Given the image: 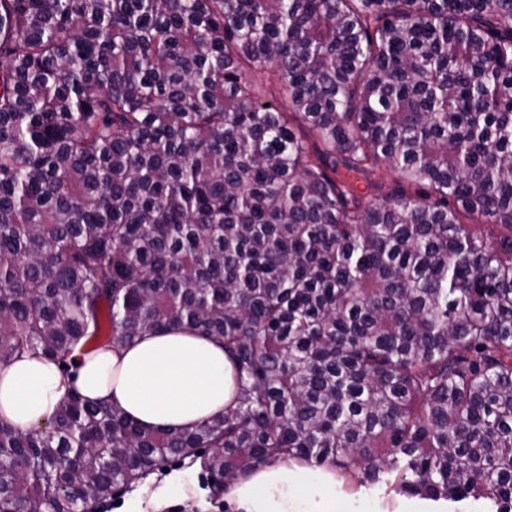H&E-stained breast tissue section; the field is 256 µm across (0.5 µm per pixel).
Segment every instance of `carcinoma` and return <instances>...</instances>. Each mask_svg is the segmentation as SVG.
<instances>
[{
  "mask_svg": "<svg viewBox=\"0 0 512 512\" xmlns=\"http://www.w3.org/2000/svg\"><path fill=\"white\" fill-rule=\"evenodd\" d=\"M171 330L235 407L0 419V512L175 459L512 512V0H0V364Z\"/></svg>",
  "mask_w": 512,
  "mask_h": 512,
  "instance_id": "1",
  "label": "carcinoma"
}]
</instances>
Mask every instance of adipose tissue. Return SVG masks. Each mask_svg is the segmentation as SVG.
<instances>
[{"instance_id":"obj_1","label":"adipose tissue","mask_w":512,"mask_h":512,"mask_svg":"<svg viewBox=\"0 0 512 512\" xmlns=\"http://www.w3.org/2000/svg\"><path fill=\"white\" fill-rule=\"evenodd\" d=\"M121 407L145 427L173 428L222 414L234 398L221 344L185 331L102 348L81 359L76 376L26 353L0 367V418L29 428L49 419L69 394ZM335 468L274 463L239 477L226 495L237 512H343Z\"/></svg>"}]
</instances>
